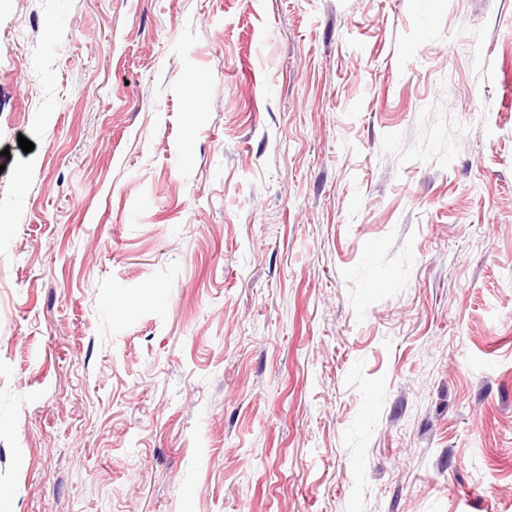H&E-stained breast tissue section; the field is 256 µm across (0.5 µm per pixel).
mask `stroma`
I'll use <instances>...</instances> for the list:
<instances>
[{"mask_svg": "<svg viewBox=\"0 0 512 512\" xmlns=\"http://www.w3.org/2000/svg\"><path fill=\"white\" fill-rule=\"evenodd\" d=\"M0 512H512V0H0Z\"/></svg>", "mask_w": 512, "mask_h": 512, "instance_id": "35a3bbf8", "label": "stroma"}]
</instances>
